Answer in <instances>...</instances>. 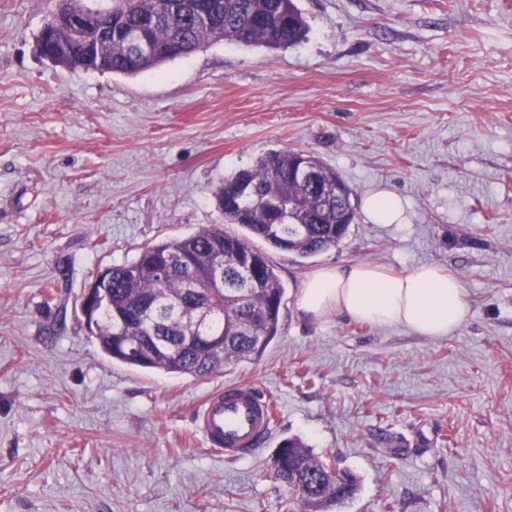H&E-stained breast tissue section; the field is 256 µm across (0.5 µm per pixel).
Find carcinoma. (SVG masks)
<instances>
[{"instance_id": "cac0c4a2", "label": "carcinoma", "mask_w": 512, "mask_h": 512, "mask_svg": "<svg viewBox=\"0 0 512 512\" xmlns=\"http://www.w3.org/2000/svg\"><path fill=\"white\" fill-rule=\"evenodd\" d=\"M209 21L195 18L196 0H117L115 15L137 26L156 4L163 16L149 29L154 52L135 56L119 40L103 41L92 58L70 41L58 20L45 28L49 51L61 66L133 76L188 57L224 40L268 50L287 49L306 39L307 24L296 0H213ZM308 177L297 176L299 165ZM247 185L253 195H242ZM224 223L160 240L133 260L112 267V288L100 311L95 341L113 361L144 370L196 378L214 376L229 363L262 357L279 335L284 288L265 253L270 248L308 259L337 246L357 221L351 190L332 168L311 153L269 152L224 180L216 194ZM235 224L241 232L224 230ZM219 265L224 291L209 305L206 321L188 337L180 328L185 312L198 306L190 269ZM330 482L327 462L297 438L283 441L274 480L297 495L311 512H327L353 499L356 476Z\"/></svg>"}]
</instances>
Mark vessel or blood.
I'll return each instance as SVG.
<instances>
[{
  "instance_id": "1",
  "label": "vessel or blood",
  "mask_w": 512,
  "mask_h": 512,
  "mask_svg": "<svg viewBox=\"0 0 512 512\" xmlns=\"http://www.w3.org/2000/svg\"><path fill=\"white\" fill-rule=\"evenodd\" d=\"M269 398L249 384H233L211 392L195 412L193 429L207 447L225 460L251 454L272 427Z\"/></svg>"
}]
</instances>
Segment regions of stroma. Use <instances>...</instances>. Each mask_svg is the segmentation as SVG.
<instances>
[{
    "mask_svg": "<svg viewBox=\"0 0 512 512\" xmlns=\"http://www.w3.org/2000/svg\"><path fill=\"white\" fill-rule=\"evenodd\" d=\"M56 0H0V512H286L281 442L353 472L335 512H512V0H298L306 40L216 41L136 76L56 66ZM314 154L351 202L390 192L335 248L267 249L285 293L263 357L198 379L112 363L79 303L100 270L218 224L224 178L273 150ZM436 264L468 300L430 339L297 295L323 266ZM279 411L236 461L191 433L213 389ZM363 210L375 224H403L402 201L392 193L382 192L367 197Z\"/></svg>",
    "mask_w": 512,
    "mask_h": 512,
    "instance_id": "35a3bbf8",
    "label": "stroma"
}]
</instances>
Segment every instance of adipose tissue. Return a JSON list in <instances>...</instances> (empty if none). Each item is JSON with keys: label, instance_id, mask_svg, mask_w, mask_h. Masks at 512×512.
<instances>
[{"label": "adipose tissue", "instance_id": "ef3b65f1", "mask_svg": "<svg viewBox=\"0 0 512 512\" xmlns=\"http://www.w3.org/2000/svg\"><path fill=\"white\" fill-rule=\"evenodd\" d=\"M297 307L312 322L334 312L357 322L401 325L421 336L441 338L461 325L468 302L462 282L439 266L421 264L393 274L354 261L308 275Z\"/></svg>", "mask_w": 512, "mask_h": 512}]
</instances>
